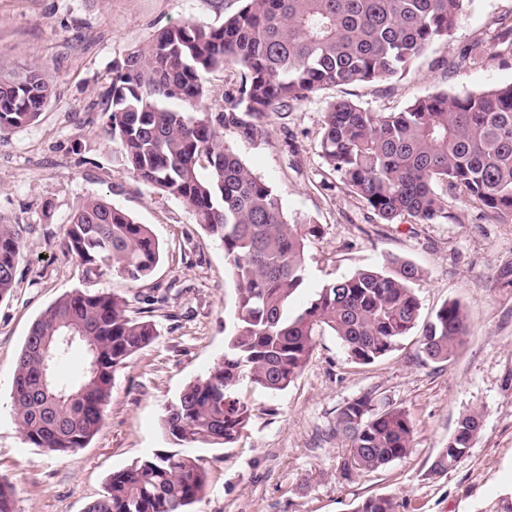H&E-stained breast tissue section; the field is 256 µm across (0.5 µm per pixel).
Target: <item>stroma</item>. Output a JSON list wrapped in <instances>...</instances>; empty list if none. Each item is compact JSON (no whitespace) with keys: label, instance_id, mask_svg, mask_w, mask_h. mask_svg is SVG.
<instances>
[{"label":"stroma","instance_id":"obj_1","mask_svg":"<svg viewBox=\"0 0 512 512\" xmlns=\"http://www.w3.org/2000/svg\"><path fill=\"white\" fill-rule=\"evenodd\" d=\"M240 7L241 0H0V75L36 66L55 91L34 122L0 133V224L26 228L15 287L0 299V477L16 488L15 512H84L112 472L172 449L162 426L165 407L224 354L234 303L224 250L183 203L134 179L105 135L100 100L116 61L161 28L182 21L218 27ZM509 28L512 0H470L461 24L405 77L330 87L289 110H271L258 138L220 128L223 144L281 196L291 218L320 227L307 240L297 303L396 256L421 271L414 284L421 320L455 300L470 327L447 363L423 362L410 335L387 356L359 365L327 334L286 390L241 385L251 418L236 442L193 450L209 472V487L192 512H353L380 495L392 496L397 512H480L512 492V288L494 285L499 269L512 262V214L485 213L440 184L443 218L383 224L319 152L323 116L336 99L397 112L442 89L465 94L512 83V54L497 39ZM478 41L491 53H471ZM240 83L237 69L217 71L208 75L199 103L172 99L168 106L223 112ZM92 197L148 225L159 243L161 259L146 283L112 274L94 282L133 298L135 310L152 309L159 335L116 373L105 422L90 443L57 456L23 439L11 412V383L34 320L85 285L63 247V226ZM369 391L408 412L413 451L385 468L348 475L347 443L333 432L336 413ZM474 409L483 419L468 453L447 472L433 473L458 419Z\"/></svg>","mask_w":512,"mask_h":512}]
</instances>
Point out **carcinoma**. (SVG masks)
<instances>
[{
	"label": "carcinoma",
	"instance_id": "1",
	"mask_svg": "<svg viewBox=\"0 0 512 512\" xmlns=\"http://www.w3.org/2000/svg\"><path fill=\"white\" fill-rule=\"evenodd\" d=\"M470 0H244L218 28L184 22L160 29L127 53L105 91L107 131L129 170L190 208L224 247L236 288L224 356L183 390L163 416L165 434L183 451H160L113 472L85 512H187L208 487L196 445L235 442L251 413L236 393L241 381L276 394L305 369L316 337L336 336L348 357L371 364L394 351L418 326L414 264L398 257L317 289L293 307L305 282V241L317 224L288 217L281 197L218 140L217 126L247 139L264 133L268 111L288 109L327 87L368 84L409 73L432 44L447 36ZM240 72L239 98L225 113L180 112L163 106L205 96L206 76ZM52 95L37 69L0 80V132L36 120ZM322 158L346 188L384 224L443 217L435 185L460 190L492 214H512V83L465 95L440 90L400 112H373L339 98L329 103ZM22 224H0V298L14 288L24 247ZM64 248L86 283L108 272L134 285L160 259L151 230L111 202L92 197L65 224ZM468 316L448 301L423 325L426 361H450L468 332ZM75 335L86 368L63 382L51 368L70 355ZM158 336L155 323L134 315L125 296L86 287L57 298L35 320L16 362L12 410L24 440L56 455L88 445L105 421L112 380ZM482 414L458 420L431 470L451 469L471 448ZM351 465L374 471L408 457L409 414L372 392L339 408L334 427ZM15 489L0 480V512H15ZM354 512H396L390 497H368Z\"/></svg>",
	"mask_w": 512,
	"mask_h": 512
}]
</instances>
